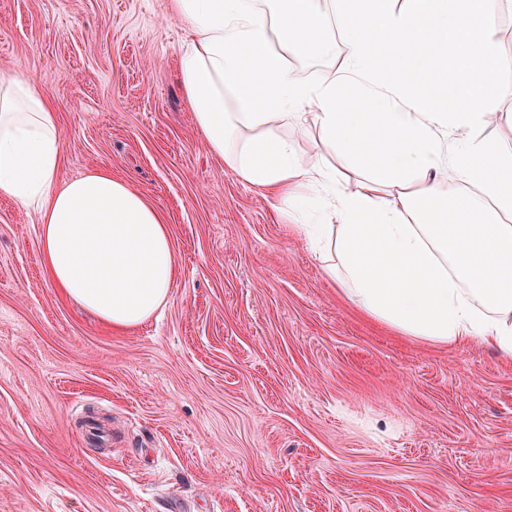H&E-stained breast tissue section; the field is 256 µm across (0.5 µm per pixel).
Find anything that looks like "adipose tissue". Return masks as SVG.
Returning <instances> with one entry per match:
<instances>
[{"mask_svg": "<svg viewBox=\"0 0 512 512\" xmlns=\"http://www.w3.org/2000/svg\"><path fill=\"white\" fill-rule=\"evenodd\" d=\"M503 0H170L185 28L179 75L206 148L270 194L324 271L366 315L434 345L471 341L512 359V171L486 115L512 95V59L488 36ZM388 50L384 79L370 49ZM345 61L315 80L289 59ZM432 76L437 98L407 79ZM336 165L302 166L308 123ZM290 136H283L282 128ZM467 136L449 143L448 132ZM54 105L38 82L0 74V198L32 211L54 287L115 330L166 303L177 275L160 213L105 171L68 180ZM364 177L346 183L345 171ZM452 170L465 204L444 224L433 203Z\"/></svg>", "mask_w": 512, "mask_h": 512, "instance_id": "1", "label": "adipose tissue"}]
</instances>
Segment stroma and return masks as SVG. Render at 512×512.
<instances>
[{
  "instance_id": "obj_1",
  "label": "stroma",
  "mask_w": 512,
  "mask_h": 512,
  "mask_svg": "<svg viewBox=\"0 0 512 512\" xmlns=\"http://www.w3.org/2000/svg\"><path fill=\"white\" fill-rule=\"evenodd\" d=\"M169 0H0V73L169 226L165 305L116 331L0 199V512H512V360L365 315L204 145ZM109 437L83 441L85 418Z\"/></svg>"
}]
</instances>
